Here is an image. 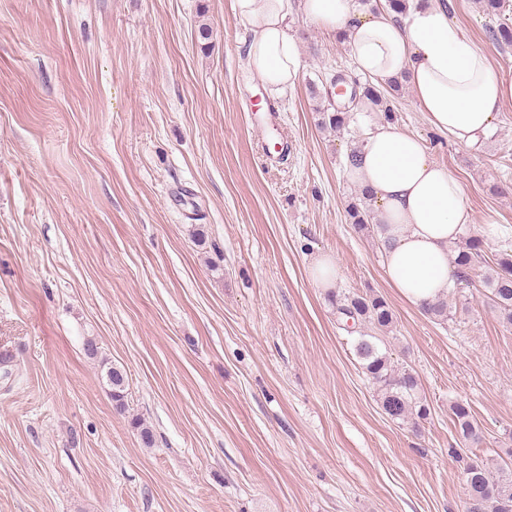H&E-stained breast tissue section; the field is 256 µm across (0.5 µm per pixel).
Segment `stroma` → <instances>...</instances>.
Listing matches in <instances>:
<instances>
[{
    "label": "stroma",
    "mask_w": 512,
    "mask_h": 512,
    "mask_svg": "<svg viewBox=\"0 0 512 512\" xmlns=\"http://www.w3.org/2000/svg\"><path fill=\"white\" fill-rule=\"evenodd\" d=\"M449 2L512 79L476 0ZM288 25L299 74L273 94L232 0H0V512H462L466 459H512V326L482 288L448 294L440 320L389 287L346 212V155L382 117L358 106L347 133L318 128L310 84L358 71L299 10ZM254 103L280 135L254 128ZM395 123L461 182L494 258L512 240V101L477 147L407 89ZM280 138L285 157L260 161ZM319 255L338 290L390 306L383 347L430 407L419 432L383 413L310 276ZM460 399L484 442L454 458ZM107 385L110 387L111 397L115 403V407L119 412H125L127 404L126 398V377L124 373L114 366L107 368L105 372Z\"/></svg>",
    "instance_id": "stroma-1"
}]
</instances>
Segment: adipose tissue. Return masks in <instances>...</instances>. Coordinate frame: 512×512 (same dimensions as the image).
Segmentation results:
<instances>
[{"instance_id": "obj_1", "label": "adipose tissue", "mask_w": 512, "mask_h": 512, "mask_svg": "<svg viewBox=\"0 0 512 512\" xmlns=\"http://www.w3.org/2000/svg\"><path fill=\"white\" fill-rule=\"evenodd\" d=\"M315 25L338 36L358 70L377 85L407 84L420 112L438 132L479 145L512 100V79L497 75L489 56L451 24L441 0H408L401 19L357 0H300ZM250 26L249 68L271 90L294 84L298 48L288 26L290 0H233ZM346 175L364 189L380 235L383 272L413 305L434 301L455 269L452 247L473 215L459 181L432 158L419 138L389 122L360 140Z\"/></svg>"}]
</instances>
